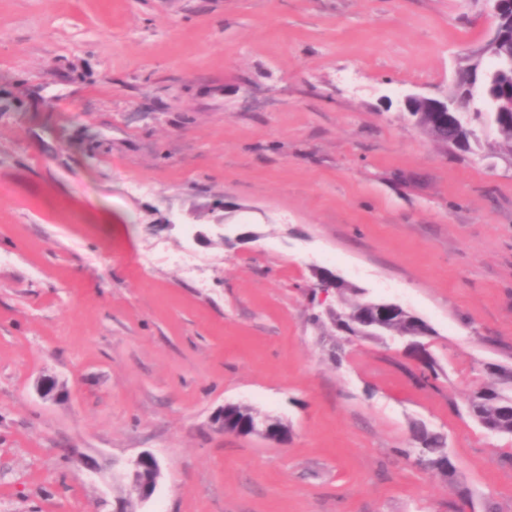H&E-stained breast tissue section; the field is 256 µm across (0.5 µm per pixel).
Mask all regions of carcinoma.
Here are the masks:
<instances>
[{"label": "carcinoma", "mask_w": 512, "mask_h": 512, "mask_svg": "<svg viewBox=\"0 0 512 512\" xmlns=\"http://www.w3.org/2000/svg\"><path fill=\"white\" fill-rule=\"evenodd\" d=\"M495 51L501 56L512 55V20L508 18L500 24ZM411 116L427 135L445 147L469 148L470 142L478 141L477 127L481 126L493 129L497 138L512 150V115L473 112L468 123L459 119L439 126L430 123L420 112H413ZM358 293V289L347 284L338 290L340 307L329 317L336 332L381 340L389 336L413 344L409 354L420 364L414 380L423 387L434 386L438 378L435 364L422 343V338L431 335V328L406 310L382 321L377 302L349 299ZM486 370L488 381L470 392L466 400L467 412L487 431L511 436L512 367L491 364L486 366ZM254 419L256 413L248 406L224 410V421L234 428H243ZM413 431L417 439V446L412 448L415 464L424 471L446 478L453 476L455 466L445 452V436L420 424L415 425Z\"/></svg>", "instance_id": "carcinoma-1"}]
</instances>
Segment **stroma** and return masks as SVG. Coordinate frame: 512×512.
I'll list each match as a JSON object with an SVG mask.
<instances>
[{
  "instance_id": "1",
  "label": "stroma",
  "mask_w": 512,
  "mask_h": 512,
  "mask_svg": "<svg viewBox=\"0 0 512 512\" xmlns=\"http://www.w3.org/2000/svg\"><path fill=\"white\" fill-rule=\"evenodd\" d=\"M482 0H0V512H512V437L465 398L512 366V152L451 151ZM326 268L433 330L336 340ZM55 384L42 396L43 381ZM287 442L220 432L225 405ZM422 422L453 478L408 458ZM144 474V477H141ZM162 475L158 458L152 453L139 454L123 464L112 462V477L128 482L129 497L134 495L141 502H148L154 495Z\"/></svg>"
}]
</instances>
